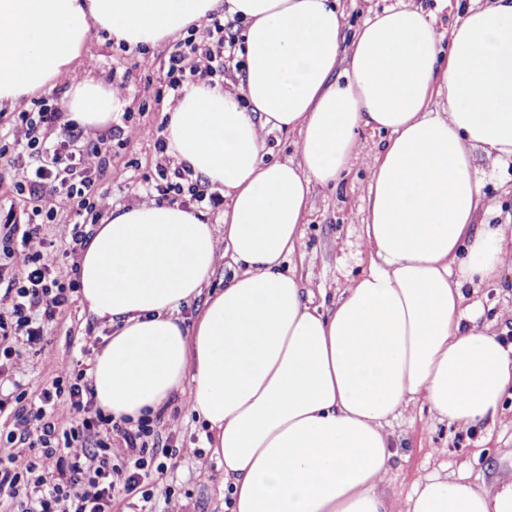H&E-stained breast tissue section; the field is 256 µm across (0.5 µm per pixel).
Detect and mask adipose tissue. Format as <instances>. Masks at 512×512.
Wrapping results in <instances>:
<instances>
[{"label": "adipose tissue", "instance_id": "1", "mask_svg": "<svg viewBox=\"0 0 512 512\" xmlns=\"http://www.w3.org/2000/svg\"><path fill=\"white\" fill-rule=\"evenodd\" d=\"M225 11L244 25L237 94L192 83L163 112L168 153L223 187L224 229L156 201L96 225L76 277L113 329L90 369L98 405L136 421L188 395L224 465V512H512V482L427 477L403 511L383 486L390 418L420 402L467 429L512 390V345L465 304L512 268L503 225L475 223L473 159L512 158V0L467 7L444 39L419 6L349 37L338 0H0V110L67 78L69 120L102 127L122 102L75 72L91 30L149 48ZM363 128L388 135L368 163V268L316 306L285 263L312 185L349 170ZM272 132L298 136V160L268 157ZM220 260L233 275L205 292Z\"/></svg>", "mask_w": 512, "mask_h": 512}]
</instances>
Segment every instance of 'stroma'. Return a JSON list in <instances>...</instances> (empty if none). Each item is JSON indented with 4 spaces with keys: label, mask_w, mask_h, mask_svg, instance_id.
I'll return each instance as SVG.
<instances>
[{
    "label": "stroma",
    "mask_w": 512,
    "mask_h": 512,
    "mask_svg": "<svg viewBox=\"0 0 512 512\" xmlns=\"http://www.w3.org/2000/svg\"><path fill=\"white\" fill-rule=\"evenodd\" d=\"M169 46L122 50L104 42L100 32H90L87 58L92 73L105 84L122 87L123 109L101 129L84 131L78 148L101 142L106 165L97 178L98 190L110 193L112 205L125 208L136 205L143 187L157 176L158 153L148 139L129 137V125L157 129L163 127V104L170 92L164 81V64ZM382 134L360 130L358 141L363 157L355 161L336 187L313 185L307 222L304 226L303 253L293 256L295 268L305 290L313 296H333L361 270L366 256L363 222L368 190L367 156L374 154ZM475 165L482 178V192L492 209L480 213L482 221L504 224L512 218V159L476 151ZM75 205L60 209L56 223L40 227V235L51 242L60 263L74 268L78 255L72 250L65 225L77 221ZM469 301L479 303L483 318L492 333L506 343L512 342V268L504 270L500 281L468 293ZM110 327L90 318L79 296L55 318L44 321L43 352L24 344L21 338H8L7 351H0V394L16 395L25 390L37 395L51 385L60 364L70 363L89 369L93 353L82 352L84 337L110 335ZM390 430L396 443L394 466L389 484L399 502H406L416 483L439 474L463 478L476 488L512 481V398H505L502 416L493 428L460 430L437 423L427 407L413 403L393 420ZM204 427L188 408L187 399L169 403L163 409L159 427L160 441L172 448L165 458V471L153 474V497L116 498L112 512H163L166 490H174L185 512H222L219 487L224 467L203 450Z\"/></svg>",
    "instance_id": "stroma-1"
}]
</instances>
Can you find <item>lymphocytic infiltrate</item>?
Listing matches in <instances>:
<instances>
[{
    "mask_svg": "<svg viewBox=\"0 0 512 512\" xmlns=\"http://www.w3.org/2000/svg\"><path fill=\"white\" fill-rule=\"evenodd\" d=\"M236 50V38L224 34L223 19L209 17L169 51L167 88L177 91L188 82L223 77ZM60 118L59 109L43 101L20 107L13 136L27 156L8 159L11 182L16 191L33 196V215L55 220L60 197L76 201L78 209L100 220L112 207L109 194L95 189L103 152L95 145L73 152L71 142L81 136L74 129L67 139H52ZM129 134L154 140L161 154L154 186L159 197L175 200L187 193L195 201L205 200L192 170L172 166L160 130L133 125ZM69 276L37 225H5L0 230V282L7 284L9 309L0 313V336L21 334L39 344L40 319L54 318L70 303ZM63 411L72 414L65 429L58 422ZM6 440L20 449L0 454V504L16 501L15 512H112L114 497L135 493L161 453L151 419H114L96 405L85 371L68 364L61 365L50 387L13 408Z\"/></svg>",
    "mask_w": 512,
    "mask_h": 512,
    "instance_id": "lymphocytic-infiltrate-1",
    "label": "lymphocytic infiltrate"
}]
</instances>
